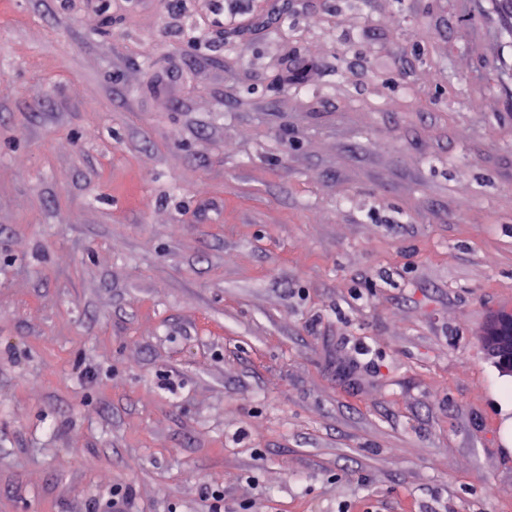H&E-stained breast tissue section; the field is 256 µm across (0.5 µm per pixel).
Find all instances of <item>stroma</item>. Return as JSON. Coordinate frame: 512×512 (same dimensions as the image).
<instances>
[{
	"label": "stroma",
	"instance_id": "obj_1",
	"mask_svg": "<svg viewBox=\"0 0 512 512\" xmlns=\"http://www.w3.org/2000/svg\"><path fill=\"white\" fill-rule=\"evenodd\" d=\"M459 2L0 0V512H512V38Z\"/></svg>",
	"mask_w": 512,
	"mask_h": 512
}]
</instances>
